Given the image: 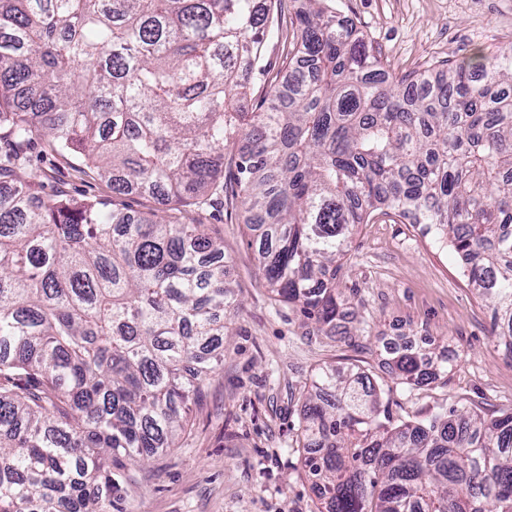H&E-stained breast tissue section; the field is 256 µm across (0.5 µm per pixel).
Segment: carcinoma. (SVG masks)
<instances>
[{"label":"carcinoma","instance_id":"cac0c4a2","mask_svg":"<svg viewBox=\"0 0 512 512\" xmlns=\"http://www.w3.org/2000/svg\"><path fill=\"white\" fill-rule=\"evenodd\" d=\"M282 2L0 0V512H112L126 463L177 447L236 310L202 223L227 194L266 288L317 332L343 315L354 228L393 213L449 243L512 359V42L402 74L304 0L273 74ZM38 139L192 222L43 193ZM453 360L406 348L392 370L417 386ZM303 422L318 512H512V412L398 422L369 376L325 366Z\"/></svg>","mask_w":512,"mask_h":512}]
</instances>
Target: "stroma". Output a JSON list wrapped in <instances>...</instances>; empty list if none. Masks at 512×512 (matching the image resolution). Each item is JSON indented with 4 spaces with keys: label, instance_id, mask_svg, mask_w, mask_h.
I'll return each instance as SVG.
<instances>
[{
    "label": "stroma",
    "instance_id": "stroma-1",
    "mask_svg": "<svg viewBox=\"0 0 512 512\" xmlns=\"http://www.w3.org/2000/svg\"><path fill=\"white\" fill-rule=\"evenodd\" d=\"M359 23L396 71L441 66L512 42V0H331ZM46 191L167 217L165 206L110 184L74 157L35 145ZM224 239L239 305L225 320L224 362L191 404L178 447L128 466L122 512H317L316 491L295 452L302 392L319 367L364 371L388 391L394 416L425 419L450 407L485 416L512 409V360L490 335L489 310L454 251L424 225L361 224L340 272L348 298L332 336L308 334L300 313L271 299L258 275L242 210L207 216ZM363 335H356V327ZM454 350L448 377L410 387L391 373L392 346Z\"/></svg>",
    "mask_w": 512,
    "mask_h": 512
}]
</instances>
